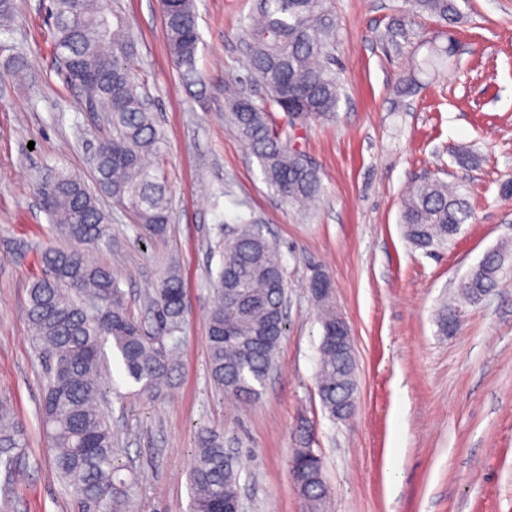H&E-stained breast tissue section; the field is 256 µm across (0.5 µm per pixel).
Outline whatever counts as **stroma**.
<instances>
[{
	"label": "stroma",
	"instance_id": "1",
	"mask_svg": "<svg viewBox=\"0 0 512 512\" xmlns=\"http://www.w3.org/2000/svg\"><path fill=\"white\" fill-rule=\"evenodd\" d=\"M258 0H196V70L171 59L159 0H121L138 40V72L164 140L157 162L169 189V223L146 236L107 195L111 237L94 250L117 263L131 313L156 323L145 294L169 267L186 290L180 355L154 394L110 392L122 478L137 476L140 512H190L187 470L201 428L223 433L242 462V512H315L289 472L302 430L323 460L325 503L316 512H512V0H456V23L411 12L407 0H332L336 115L288 124L283 139L322 182L299 212L263 180L256 158L224 119V81L261 99L243 33ZM0 31V397L24 427L13 474L0 469V512H77L55 477L39 414L46 360L29 327L27 288L41 249L55 239L38 189L58 171L94 185L90 157L109 127L59 73L45 0H17ZM452 45L444 68L432 47ZM413 94L395 90L408 81ZM473 159L458 162L459 155ZM459 185L472 218L433 253L412 246L402 201L421 179ZM259 224L286 270V334L259 399L242 406L208 373L206 336L224 241L240 219ZM509 255L502 283L453 302L483 255ZM333 285L354 338L358 396L347 419L318 395L322 328L309 288L315 271Z\"/></svg>",
	"mask_w": 512,
	"mask_h": 512
}]
</instances>
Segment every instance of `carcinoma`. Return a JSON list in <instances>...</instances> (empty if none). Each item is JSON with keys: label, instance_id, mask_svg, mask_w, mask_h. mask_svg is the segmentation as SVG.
Segmentation results:
<instances>
[{"label": "carcinoma", "instance_id": "cac0c4a2", "mask_svg": "<svg viewBox=\"0 0 512 512\" xmlns=\"http://www.w3.org/2000/svg\"><path fill=\"white\" fill-rule=\"evenodd\" d=\"M412 9L440 22L458 15L456 0H410ZM52 42L68 82L85 89L97 77L91 101L108 114L111 133L102 139L96 184L116 205L126 207L149 237L168 223L166 186L149 158L160 151L161 134L145 105L137 78V40L126 25L119 0H51ZM167 46L174 63L195 69L200 35L194 0H165ZM248 66L264 90L262 102L234 91L227 94L228 122L257 159L264 182L284 203L306 209L319 196L321 180L304 157L283 140L276 113L287 118L328 119L335 115L342 83L332 68L336 20L330 0H259L246 28ZM56 241L41 253L40 274L28 290L27 317L47 361L40 411L52 448L53 471L81 512H136L134 482L119 477L120 448L105 406L104 390L113 373L152 392L175 369L185 322V291L172 269L147 296L158 326L171 339L151 340L128 312L112 267L89 250L110 239V224L96 194L78 177L61 172L43 194ZM471 209L448 183L422 180L404 202L406 239L428 253L448 244ZM507 251L492 250L460 285V297L479 301L496 287ZM325 295L319 301L322 339L317 388L331 415L345 413L356 397L351 349L336 347V307L332 284L310 283ZM208 316L210 375L224 391L243 401L259 398L272 372L285 331L286 280L278 249L251 220H243L224 242L222 266L214 282ZM116 353L111 365L106 344ZM24 434L5 399L0 400V468L16 469ZM291 475L312 506L325 499L323 464L314 449L295 448ZM192 512H225L238 500L237 462L224 448L223 434L201 430L188 470Z\"/></svg>", "mask_w": 512, "mask_h": 512}]
</instances>
